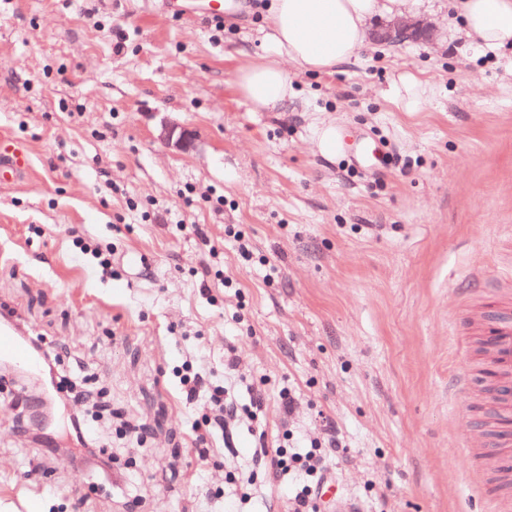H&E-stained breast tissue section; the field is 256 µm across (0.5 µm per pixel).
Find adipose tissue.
<instances>
[{
  "label": "adipose tissue",
  "mask_w": 512,
  "mask_h": 512,
  "mask_svg": "<svg viewBox=\"0 0 512 512\" xmlns=\"http://www.w3.org/2000/svg\"><path fill=\"white\" fill-rule=\"evenodd\" d=\"M409 0H269L264 19L270 55L243 66L237 84L261 112L280 111L290 94L289 66L324 73L353 62L368 46L369 20L404 15ZM470 41L482 48L512 46V0H453Z\"/></svg>",
  "instance_id": "obj_1"
}]
</instances>
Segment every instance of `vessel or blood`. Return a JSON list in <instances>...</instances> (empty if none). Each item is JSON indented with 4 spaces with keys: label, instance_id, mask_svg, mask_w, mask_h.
I'll list each match as a JSON object with an SVG mask.
<instances>
[{
    "label": "vessel or blood",
    "instance_id": "vessel-or-blood-1",
    "mask_svg": "<svg viewBox=\"0 0 512 512\" xmlns=\"http://www.w3.org/2000/svg\"><path fill=\"white\" fill-rule=\"evenodd\" d=\"M27 157L21 146L0 142V183L15 182L25 171ZM486 334L491 348L490 363L496 374V402L501 424L491 431L490 447L501 451L503 469H512V456L504 455V448L512 446V433L504 428L512 420V318L497 319L487 323ZM0 359L17 365L33 366L40 358L19 337L17 326L10 318L0 319Z\"/></svg>",
    "mask_w": 512,
    "mask_h": 512
}]
</instances>
